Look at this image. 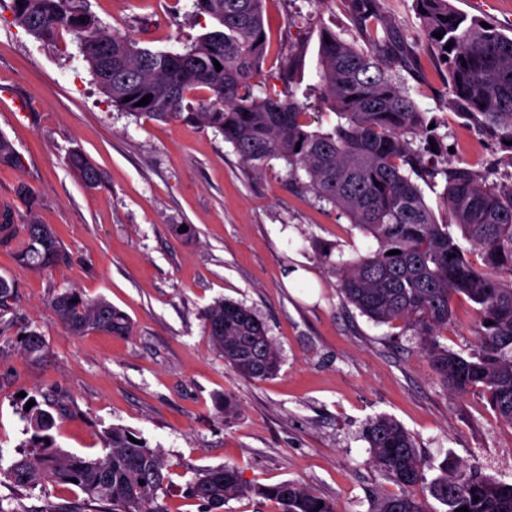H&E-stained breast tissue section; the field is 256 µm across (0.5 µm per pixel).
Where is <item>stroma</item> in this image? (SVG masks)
I'll return each mask as SVG.
<instances>
[{"instance_id": "stroma-1", "label": "stroma", "mask_w": 512, "mask_h": 512, "mask_svg": "<svg viewBox=\"0 0 512 512\" xmlns=\"http://www.w3.org/2000/svg\"><path fill=\"white\" fill-rule=\"evenodd\" d=\"M101 28L139 46L172 53L212 31L192 0H87ZM348 0H266V59L257 90L282 91L279 74L294 46L304 45L298 91L318 80L319 31L354 42ZM424 78L410 92L438 137L425 155L441 169L460 163L487 185L512 186V152L447 104L445 76L421 50ZM25 100L15 111L11 99ZM0 133L22 164L0 168V203L19 185L36 198L35 215L51 225L65 262L35 274L0 248V277L14 285L0 307V464L28 439L19 409L36 398L50 410L56 446L90 457L107 428L122 425L167 458L168 512H198L186 485L196 472L238 465L252 484L296 481L334 503L337 512H371L398 487L370 462L365 430L388 416L415 438L425 475L442 462L476 465L512 481V426L479 390L457 397L433 372L417 336L403 323L374 322L347 305L321 259L352 260L377 247L331 206L295 183L284 164L256 171L213 129L126 115L102 93L72 35L41 40L15 24L11 0H0ZM80 150L103 173L86 188L67 156ZM189 224L196 237L176 236ZM311 272L316 288L288 286L289 268ZM77 288L126 312L127 338L71 335L54 318V294ZM230 299L266 323L281 356L277 376L240 377L204 328V311ZM441 344L468 353L475 313L467 298ZM40 333L41 360L23 352V332ZM232 401L233 417L224 403ZM93 512L71 485L48 492L15 487L0 474L5 512H40L44 502Z\"/></svg>"}]
</instances>
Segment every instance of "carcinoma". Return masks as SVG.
Instances as JSON below:
<instances>
[{
  "label": "carcinoma",
  "mask_w": 512,
  "mask_h": 512,
  "mask_svg": "<svg viewBox=\"0 0 512 512\" xmlns=\"http://www.w3.org/2000/svg\"><path fill=\"white\" fill-rule=\"evenodd\" d=\"M198 15L217 20L222 29L199 36L185 52L171 55L137 46L99 27L86 0H12L16 24L39 39L70 34L92 75L112 103L135 117L185 119L212 128L255 169L282 160L288 175L302 171L305 187L347 217L378 248L334 264L346 303L377 323L401 321L419 336L433 371L449 392L461 396L476 388L505 423L512 425V187L495 189L467 166L441 171L443 199L456 217L461 236L480 254L474 265L449 230L435 222L417 185L422 160L415 138L429 135L424 112L407 86L419 73L417 49L395 28L378 0H349V17L366 47L320 29L318 82L306 89L336 112L340 122L329 131L311 129L307 104L293 91L254 94L253 79L267 46L265 0H194ZM422 32L446 72L450 104L477 120L482 131L511 142L512 36L496 24L458 10L451 0H415ZM442 32L443 36L435 37ZM453 43L446 50L447 43ZM221 70H216L214 62ZM208 98L183 112L186 96L198 87ZM151 95L149 104L136 102ZM68 161L81 183L95 188L100 169L78 151ZM20 158L0 135V167L17 168ZM16 205H0V248L13 251L23 267L41 272L66 259L53 227L16 222ZM398 254L391 255L389 251ZM465 296L473 304L476 326L472 350L451 351L437 340L452 318L451 302ZM55 319L74 336L98 333L127 337L131 318L105 297L88 298L69 288L50 300ZM207 334L224 362L242 377H274L280 353L263 320L244 304L220 300L205 312ZM32 358L45 351L35 331L21 340ZM31 433L29 451L13 460L5 475L17 488L44 490L71 484L96 512H167L158 503L166 491L169 464L145 441L135 444L126 428L106 432L102 453L80 457L58 449L50 431L54 416L33 405L22 413ZM373 466L402 489L384 498L375 512H428L406 493L421 486L447 506L469 512H512V482L486 475L477 466L443 465L427 480L425 462L413 436L397 421L379 416L366 429ZM186 494L201 512H224L229 501L255 495L274 501L281 512H335L333 504L295 481L250 484L236 464L208 467L195 474Z\"/></svg>",
  "instance_id": "cac0c4a2"
}]
</instances>
